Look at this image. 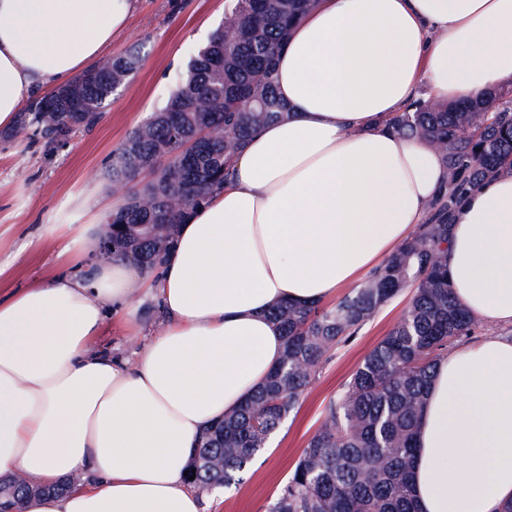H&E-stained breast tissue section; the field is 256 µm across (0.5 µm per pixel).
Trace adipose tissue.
Returning <instances> with one entry per match:
<instances>
[{
    "label": "adipose tissue",
    "mask_w": 512,
    "mask_h": 512,
    "mask_svg": "<svg viewBox=\"0 0 512 512\" xmlns=\"http://www.w3.org/2000/svg\"><path fill=\"white\" fill-rule=\"evenodd\" d=\"M139 0H0V128L30 95L100 59ZM286 120L252 133L223 189L189 211L157 272L62 267L0 297V475L89 484L26 512H201L187 485L205 426L279 362L268 316L361 282L418 227L448 180L426 138L389 126L427 96L512 88V0H316L277 57ZM456 299L494 333L441 356L421 414L420 512L512 505V169L470 193L450 228ZM167 325L135 360L91 349L137 290Z\"/></svg>",
    "instance_id": "obj_1"
}]
</instances>
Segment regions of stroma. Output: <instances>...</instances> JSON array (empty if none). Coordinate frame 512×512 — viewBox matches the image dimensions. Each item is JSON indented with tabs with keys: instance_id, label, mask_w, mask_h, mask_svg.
I'll return each mask as SVG.
<instances>
[{
	"instance_id": "35a3bbf8",
	"label": "stroma",
	"mask_w": 512,
	"mask_h": 512,
	"mask_svg": "<svg viewBox=\"0 0 512 512\" xmlns=\"http://www.w3.org/2000/svg\"><path fill=\"white\" fill-rule=\"evenodd\" d=\"M225 0H141L127 29L115 36L108 57L139 49L140 63L115 94L102 119L55 145L41 138L0 134V296L54 274L59 237L83 224L101 223L114 210L112 158L129 133L162 109L203 45L199 32L220 22ZM410 295L389 302L349 342L331 351L297 408L270 437L239 484L203 494V512H268L330 401L345 390L365 355L404 314ZM139 332L129 341L123 311L109 312L94 348L134 359L166 322L152 298L136 295Z\"/></svg>"
}]
</instances>
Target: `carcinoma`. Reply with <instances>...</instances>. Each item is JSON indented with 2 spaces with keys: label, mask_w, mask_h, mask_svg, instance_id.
Listing matches in <instances>:
<instances>
[{
  "label": "carcinoma",
  "mask_w": 512,
  "mask_h": 512,
  "mask_svg": "<svg viewBox=\"0 0 512 512\" xmlns=\"http://www.w3.org/2000/svg\"><path fill=\"white\" fill-rule=\"evenodd\" d=\"M315 0H230L224 18L188 62L166 106L136 127L113 155V188L134 182L125 205L106 215L112 256L157 270L187 210L224 186L230 163L261 126L288 117L277 95L275 59L293 24ZM140 55L102 61L81 78L23 111L14 137L51 142L94 126L136 71ZM396 131L430 138L448 182L426 223L379 269L334 305L284 302L272 320L284 352L241 407L206 427L194 449L188 484L199 493L240 480L270 435L298 406L327 353L350 341L393 298L411 289L399 322L364 357L344 394L330 402L268 512H418L410 483L414 436L437 358L474 334L478 322L456 302L448 280V225L486 178L512 167V99L450 107L418 101L392 116ZM151 178L139 180L142 173ZM181 196L174 210L169 197ZM6 480L0 496L20 504L62 493Z\"/></svg>",
  "instance_id": "carcinoma-1"
}]
</instances>
